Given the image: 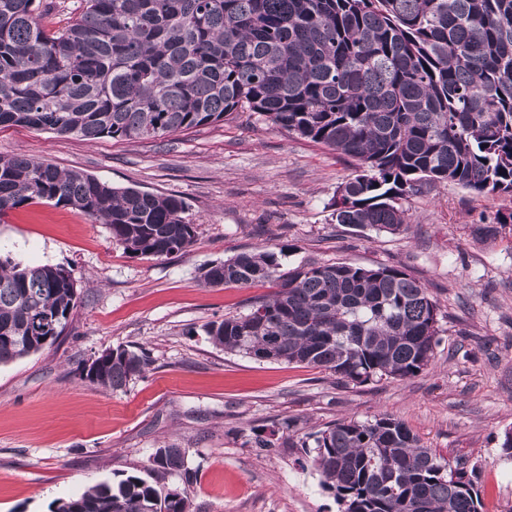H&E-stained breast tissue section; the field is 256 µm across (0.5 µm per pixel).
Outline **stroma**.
<instances>
[{
    "label": "stroma",
    "mask_w": 512,
    "mask_h": 512,
    "mask_svg": "<svg viewBox=\"0 0 512 512\" xmlns=\"http://www.w3.org/2000/svg\"><path fill=\"white\" fill-rule=\"evenodd\" d=\"M25 154L116 187L182 197L198 226L191 251L162 259L113 243L108 225L51 202L0 215V254L61 265L80 298L54 344L0 365V512L55 502L127 476L148 477L155 448L187 450L191 512H339L301 446L342 419L389 414L422 442L480 470L481 512H512V231L477 241L474 224L512 212V196L456 185L410 197L405 232L333 221L351 162L241 112L155 140L89 144L25 127L0 129V155ZM276 252L281 271L308 262L398 267L439 308V343L418 376L347 383L296 364L227 353L207 323L248 311L272 282L209 288L201 270L244 251ZM117 346L144 349L146 373L123 390L82 382L77 366ZM284 442L257 453L255 432Z\"/></svg>",
    "instance_id": "stroma-1"
}]
</instances>
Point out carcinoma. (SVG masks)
Returning <instances> with one entry per match:
<instances>
[{
	"label": "carcinoma",
	"mask_w": 512,
	"mask_h": 512,
	"mask_svg": "<svg viewBox=\"0 0 512 512\" xmlns=\"http://www.w3.org/2000/svg\"><path fill=\"white\" fill-rule=\"evenodd\" d=\"M32 4L0 0V127L149 140L254 112L355 161L332 219L390 234L407 229L400 201L448 182L512 195V0H86L61 31L46 29ZM34 200L108 225L135 256L186 253L197 240L177 195L0 155V213ZM511 223L502 214L473 234L494 240ZM273 277L274 294L205 326L215 346L354 384L431 365L439 309L395 266L281 272L274 252L258 250L201 272L212 288ZM73 282L62 266L0 257V364L65 333ZM149 365L145 351L119 346L76 374L115 392ZM313 442L341 512H480L477 466L425 446L400 419H345ZM150 461L151 479L88 487L54 512H189L186 491L161 486L187 471L186 449L164 445Z\"/></svg>",
	"instance_id": "cac0c4a2"
}]
</instances>
